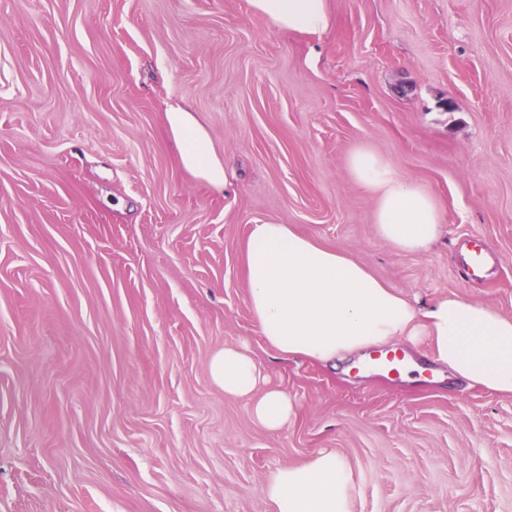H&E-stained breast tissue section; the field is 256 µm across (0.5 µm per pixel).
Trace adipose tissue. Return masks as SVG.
I'll return each instance as SVG.
<instances>
[{
    "instance_id": "adipose-tissue-1",
    "label": "adipose tissue",
    "mask_w": 512,
    "mask_h": 512,
    "mask_svg": "<svg viewBox=\"0 0 512 512\" xmlns=\"http://www.w3.org/2000/svg\"><path fill=\"white\" fill-rule=\"evenodd\" d=\"M251 11L276 30L319 37L334 25L327 0H248ZM180 166L221 190L227 165L207 129L182 104L164 112ZM355 178L376 199L378 235L404 252L426 250L441 232L435 197L397 175L383 156L367 150L349 158ZM248 302L265 343L288 357L332 365L378 346L428 337L435 362L468 385L512 394V318L457 296L426 309L376 278L351 255L327 248L276 219L252 224L246 251ZM212 382L227 398L248 401L266 429L286 427L294 415L287 392L266 387V374L247 344L225 347L209 360ZM352 478L335 449L305 463L270 472L267 497L274 512H350Z\"/></svg>"
}]
</instances>
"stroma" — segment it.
I'll use <instances>...</instances> for the list:
<instances>
[{
	"label": "stroma",
	"instance_id": "1",
	"mask_svg": "<svg viewBox=\"0 0 512 512\" xmlns=\"http://www.w3.org/2000/svg\"><path fill=\"white\" fill-rule=\"evenodd\" d=\"M328 7L308 38L248 0H0V512H273L268 474L322 448L351 512H512V395L285 359L250 311L249 230L273 218L418 307L512 317V0ZM170 103L224 191L179 166ZM360 148L435 196L427 251L378 235ZM240 343L295 404L280 431L210 379ZM164 119L177 146L180 166L213 188L224 190L228 183L226 162L194 112L183 104H172L166 108Z\"/></svg>",
	"mask_w": 512,
	"mask_h": 512
}]
</instances>
